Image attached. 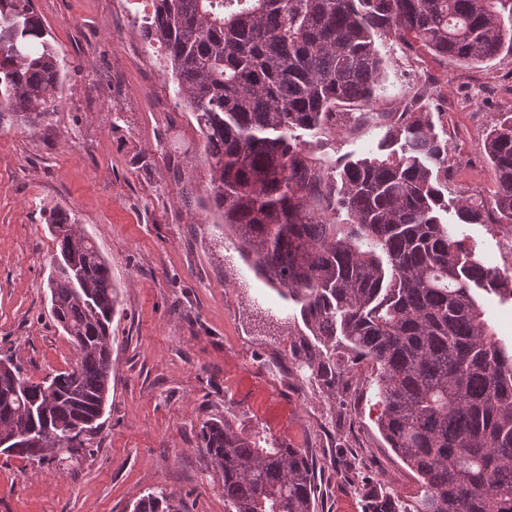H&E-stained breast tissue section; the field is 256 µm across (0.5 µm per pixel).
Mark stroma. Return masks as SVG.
I'll return each instance as SVG.
<instances>
[{
	"instance_id": "stroma-1",
	"label": "stroma",
	"mask_w": 512,
	"mask_h": 512,
	"mask_svg": "<svg viewBox=\"0 0 512 512\" xmlns=\"http://www.w3.org/2000/svg\"><path fill=\"white\" fill-rule=\"evenodd\" d=\"M66 64L57 111L37 128L0 126V358L31 381L71 368L74 349L50 313L56 244L45 218L64 209L97 244L119 289L112 377L92 448L39 463L0 455V512H133L164 488L182 512H224V483L200 450L201 423L302 449L315 463L314 512H366L362 478L405 501L413 472L383 439L377 385L366 362L322 388L310 368L327 350L297 316L258 304L259 282L239 279L238 254L209 205V164L190 112L177 105L162 52L142 34L147 0H35ZM379 111L408 95L433 101L448 154L470 153L477 177L456 190L491 195L486 131L512 112V53L472 67L387 41ZM380 129L303 130L317 157L357 159ZM451 232L496 266L502 234L489 224Z\"/></svg>"
}]
</instances>
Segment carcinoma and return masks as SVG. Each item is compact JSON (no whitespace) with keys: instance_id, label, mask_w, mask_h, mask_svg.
<instances>
[{"instance_id":"cac0c4a2","label":"carcinoma","mask_w":512,"mask_h":512,"mask_svg":"<svg viewBox=\"0 0 512 512\" xmlns=\"http://www.w3.org/2000/svg\"><path fill=\"white\" fill-rule=\"evenodd\" d=\"M144 36L164 51L174 96L193 112L210 166V201L265 270L306 296V320L336 356V337L372 366L379 429L416 474L407 504L365 489L368 512H512V345L498 339L476 290L512 300V272L489 267L454 238L448 141L415 94L393 112L373 106L378 42L460 65L512 51V0H151ZM60 57L33 0H0V125L34 128L55 114ZM368 122L384 134L368 156L325 162L298 129L334 134ZM492 196L458 195L463 224L512 230V113L483 145ZM346 213L342 232L331 215ZM50 231L72 228L60 209ZM51 313L76 351L72 369L17 395L20 364L0 360V436L48 412L51 447H92L112 376V271L84 231L56 241ZM330 388L336 363L317 364ZM200 448L224 481L227 512H314L313 464L284 442L201 424ZM134 512H180L162 489Z\"/></svg>"}]
</instances>
